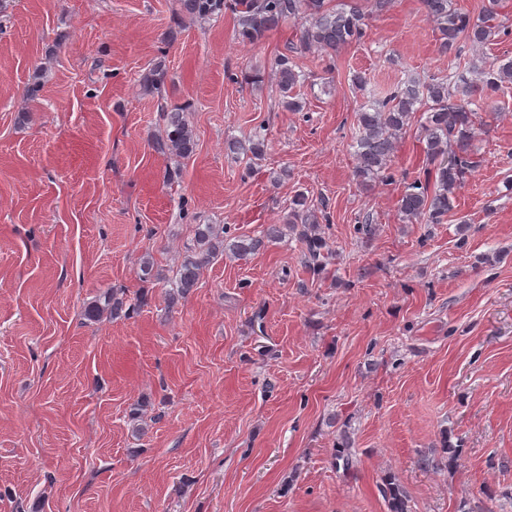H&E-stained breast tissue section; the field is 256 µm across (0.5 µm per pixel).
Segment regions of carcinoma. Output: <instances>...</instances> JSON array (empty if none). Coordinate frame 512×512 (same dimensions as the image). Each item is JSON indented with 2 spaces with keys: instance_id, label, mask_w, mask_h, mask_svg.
Segmentation results:
<instances>
[{
  "instance_id": "cac0c4a2",
  "label": "carcinoma",
  "mask_w": 512,
  "mask_h": 512,
  "mask_svg": "<svg viewBox=\"0 0 512 512\" xmlns=\"http://www.w3.org/2000/svg\"><path fill=\"white\" fill-rule=\"evenodd\" d=\"M362 0H340L329 7L326 0H231L230 8L237 14L239 36L254 43L269 30L288 20L302 21L298 43L286 48L275 62V77L284 104L297 111L300 105L291 99L300 82L299 60L309 53L331 56L340 49L359 43L366 35L367 18ZM424 9L440 34L443 51L457 50L460 41L472 45L485 44L500 33L493 8L484 17L473 20L453 6L452 0H422ZM189 14L208 15L224 8V0H183ZM475 77L433 79L427 83L410 81L404 86L363 104L356 112V136L352 143L356 179L366 185L386 178L395 141L407 129L416 126L425 140V156L434 165V172L423 180L408 184L398 200L401 216L420 224H440L453 208L456 190L476 168L470 145L476 135L475 118L484 104L493 101L505 84L512 83V60L488 66H473ZM197 146L192 127L174 112L168 118L164 135L156 149L187 158ZM288 223L316 225L317 210L307 204L304 196H296L290 204ZM281 237L280 228L272 225L258 238L240 239L224 247V226L198 224L194 246L187 249L176 266L174 285L187 295L199 281L201 270L215 257L229 249L245 256L260 249L264 240ZM304 256L317 265L324 242L319 235L303 231ZM104 304L88 308L86 317L96 320L103 311L112 317H125L134 304L117 292H106Z\"/></svg>"
}]
</instances>
